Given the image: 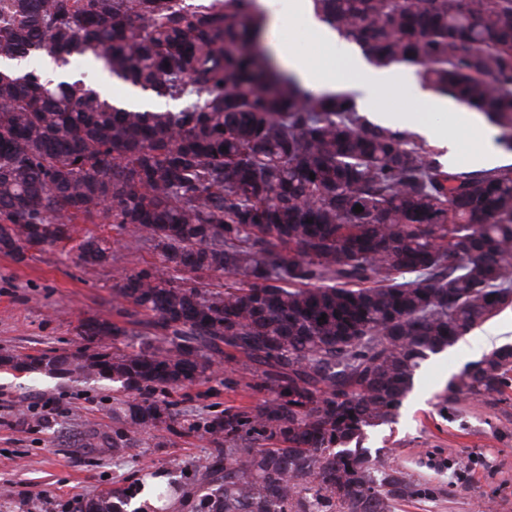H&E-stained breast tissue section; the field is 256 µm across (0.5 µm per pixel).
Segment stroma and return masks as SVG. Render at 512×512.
<instances>
[{
  "instance_id": "35a3bbf8",
  "label": "stroma",
  "mask_w": 512,
  "mask_h": 512,
  "mask_svg": "<svg viewBox=\"0 0 512 512\" xmlns=\"http://www.w3.org/2000/svg\"><path fill=\"white\" fill-rule=\"evenodd\" d=\"M90 233L120 239L105 264L82 263L71 242L27 250L21 260L0 252V354L88 351L81 324L115 321V284L158 261L148 244L109 224L75 225L72 237ZM490 331L512 344V307L423 360L395 420L368 430L364 447L387 449L413 481L436 489L433 496L399 503L395 512H478L484 504L491 512H512V389L502 401L469 400L439 412L445 385L480 359L478 342ZM169 397L179 401L190 430L157 431L147 446L119 458L108 445L85 448L79 442L89 430L111 436L110 381L73 382L43 370L0 366V512H29L33 504L42 512H77L145 473H180L212 451L205 419L266 395L225 389L219 368L208 382Z\"/></svg>"
}]
</instances>
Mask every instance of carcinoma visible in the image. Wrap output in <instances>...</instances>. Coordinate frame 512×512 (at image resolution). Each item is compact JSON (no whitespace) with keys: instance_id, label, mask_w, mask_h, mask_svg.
I'll list each match as a JSON object with an SVG mask.
<instances>
[{"instance_id":"carcinoma-1","label":"carcinoma","mask_w":512,"mask_h":512,"mask_svg":"<svg viewBox=\"0 0 512 512\" xmlns=\"http://www.w3.org/2000/svg\"><path fill=\"white\" fill-rule=\"evenodd\" d=\"M312 2L374 66L414 68L483 111L512 151V0ZM265 26L258 0H0V252L21 259L90 223L160 256L113 292L138 331L80 327L138 346L0 364L134 393L112 406L117 456L174 430L178 403L153 396L215 364L224 387L273 394L211 419L194 491L171 480L137 512L189 493L193 512H393L433 495L361 446L365 430L393 421L422 360L512 305V166L444 169L351 92L305 90L265 53ZM34 49L102 61L138 102L8 66ZM113 244L88 235L79 258L101 264ZM187 272L228 282L202 291ZM509 388L503 345L449 382L441 410ZM132 496L118 488L78 512H124Z\"/></svg>"}]
</instances>
